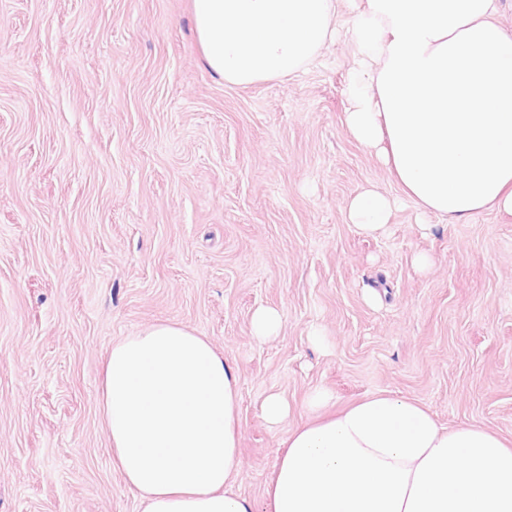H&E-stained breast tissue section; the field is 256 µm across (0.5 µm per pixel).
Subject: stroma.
Instances as JSON below:
<instances>
[{
  "instance_id": "1",
  "label": "stroma",
  "mask_w": 512,
  "mask_h": 512,
  "mask_svg": "<svg viewBox=\"0 0 512 512\" xmlns=\"http://www.w3.org/2000/svg\"><path fill=\"white\" fill-rule=\"evenodd\" d=\"M353 66L339 39L229 86L192 0H0V512H137L99 391L113 341L158 321L236 370L254 500L317 387L332 412L389 391L512 440V216L420 218L344 123ZM371 187L400 201L381 237L346 217ZM281 326V316L271 308L258 310L252 318L253 335L259 339L275 336ZM288 401L278 394H270L263 403V418L270 425H277L288 417Z\"/></svg>"
}]
</instances>
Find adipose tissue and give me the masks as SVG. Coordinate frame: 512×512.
<instances>
[{"mask_svg":"<svg viewBox=\"0 0 512 512\" xmlns=\"http://www.w3.org/2000/svg\"><path fill=\"white\" fill-rule=\"evenodd\" d=\"M350 18L341 21V10ZM207 66L231 86L354 50L345 122L423 212L512 214V35L498 0H193ZM394 203L355 197L348 218L384 232ZM238 376L175 321L113 343L99 406L139 512H512V442L447 427L387 392L289 432L262 502L236 493Z\"/></svg>","mask_w":512,"mask_h":512,"instance_id":"ef3b65f1","label":"adipose tissue"}]
</instances>
